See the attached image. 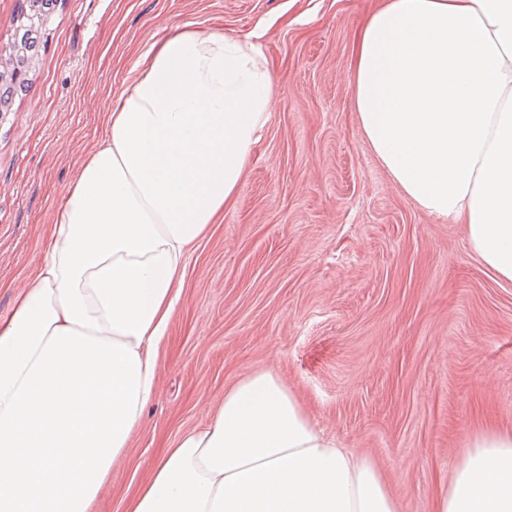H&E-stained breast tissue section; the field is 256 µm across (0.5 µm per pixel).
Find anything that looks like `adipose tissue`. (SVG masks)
Instances as JSON below:
<instances>
[{"mask_svg":"<svg viewBox=\"0 0 512 512\" xmlns=\"http://www.w3.org/2000/svg\"><path fill=\"white\" fill-rule=\"evenodd\" d=\"M136 69L0 320V512H90L159 390L189 250L233 203L275 100L254 35L176 31ZM350 70L358 130L392 182L512 281V0H383ZM126 512L400 506L263 370L165 449ZM430 512H512V432L471 438Z\"/></svg>","mask_w":512,"mask_h":512,"instance_id":"ef3b65f1","label":"adipose tissue"}]
</instances>
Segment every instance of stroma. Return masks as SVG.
<instances>
[{"label":"stroma","instance_id":"1","mask_svg":"<svg viewBox=\"0 0 512 512\" xmlns=\"http://www.w3.org/2000/svg\"><path fill=\"white\" fill-rule=\"evenodd\" d=\"M376 0H58L32 86L0 123V319L104 116L175 27H265L276 104L234 206L186 260L160 387L91 512H124L154 459L253 371L429 512L458 451L512 431V281L390 180L357 130L349 71Z\"/></svg>","mask_w":512,"mask_h":512}]
</instances>
